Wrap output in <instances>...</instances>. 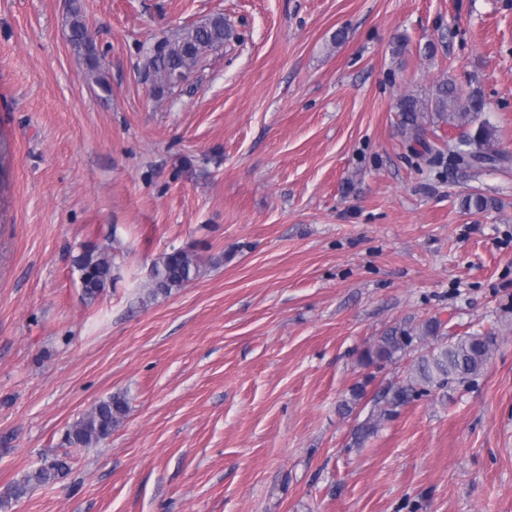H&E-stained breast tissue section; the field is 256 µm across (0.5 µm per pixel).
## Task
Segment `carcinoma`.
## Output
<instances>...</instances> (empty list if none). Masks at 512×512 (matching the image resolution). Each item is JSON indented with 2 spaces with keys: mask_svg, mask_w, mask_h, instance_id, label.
I'll return each mask as SVG.
<instances>
[{
  "mask_svg": "<svg viewBox=\"0 0 512 512\" xmlns=\"http://www.w3.org/2000/svg\"><path fill=\"white\" fill-rule=\"evenodd\" d=\"M69 30L71 44L83 53L90 76L97 83H103L98 76L100 65L96 49L87 37L83 17L76 5L70 11ZM229 36L221 14L211 15L164 36L157 48L149 49L148 58L158 92H172L182 86L207 55L224 44ZM397 108L405 129L428 153L433 151V146L425 139L422 124L425 113L432 112L438 122L462 130L458 148L449 155V164L455 167L478 168L512 160L506 153L485 151V146L495 137V129L489 123L479 121L483 100L478 90L464 93L454 83L443 81L436 86L430 98L405 95L400 98ZM492 205L491 200L478 194L461 199V207L468 212H482ZM73 266L79 272L83 294L88 298L100 295L114 280L112 254L96 245L85 247L73 259ZM201 270V259L194 250L179 248L166 252L152 264L148 293L152 296L168 295L173 289L197 279ZM437 329L438 325L427 323L415 336L407 330L391 331L366 349L363 362L372 365L402 359L415 341L422 345V352L413 359L406 378L389 385L380 397L373 399L368 417L354 432L355 444L360 445L377 433L383 421L411 399L428 395L453 381L477 377L485 370L497 346L495 336L471 333L442 341L436 336ZM127 411L128 402L124 395L115 394L99 401L68 427L66 443L75 448L98 446L122 423ZM64 469L63 461L51 459L21 475L0 494V512H8L12 501L18 500L31 487L56 482Z\"/></svg>",
  "mask_w": 512,
  "mask_h": 512,
  "instance_id": "carcinoma-1",
  "label": "carcinoma"
}]
</instances>
